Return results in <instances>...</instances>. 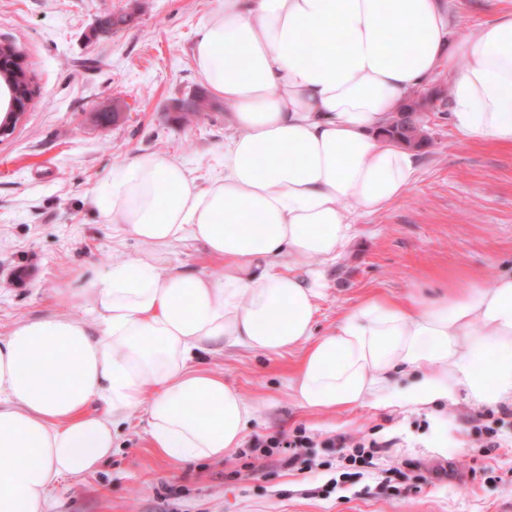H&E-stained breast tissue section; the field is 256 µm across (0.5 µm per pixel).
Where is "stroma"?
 Segmentation results:
<instances>
[{"label":"stroma","instance_id":"1","mask_svg":"<svg viewBox=\"0 0 512 512\" xmlns=\"http://www.w3.org/2000/svg\"><path fill=\"white\" fill-rule=\"evenodd\" d=\"M218 0H0V43L22 55L32 98L0 138V336L19 321L55 314L90 321L79 300L112 264L145 251L101 211L128 164L143 156L181 162L204 187L224 174L233 136L223 102L209 97L192 47ZM457 29L472 32L512 0H450ZM123 17L110 30L98 19ZM419 113L430 143L421 174L371 218L327 270L316 332L332 331L352 305L400 300L416 286L512 266V150L459 140L448 119L446 80ZM206 97L184 123L174 101ZM220 279L224 262L197 241L175 243L161 264ZM68 289L71 300L59 297ZM300 350L273 356L240 349L205 355L202 366L252 403L256 418L239 448L183 463L150 447L143 411L124 424L111 457L54 489L56 512H512V444L483 448L472 428L478 405H413L397 397L311 412L288 390ZM306 428L312 468L277 456H243L255 436ZM384 442L376 469L344 477L343 449L329 438Z\"/></svg>","mask_w":512,"mask_h":512}]
</instances>
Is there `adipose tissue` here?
<instances>
[{"instance_id":"adipose-tissue-1","label":"adipose tissue","mask_w":512,"mask_h":512,"mask_svg":"<svg viewBox=\"0 0 512 512\" xmlns=\"http://www.w3.org/2000/svg\"><path fill=\"white\" fill-rule=\"evenodd\" d=\"M448 0H219L193 60L235 134L224 175L197 187L162 156L130 163L108 214L150 250L82 293L91 323L54 314L0 338V512H54L53 489L92 473L135 410L160 455L237 447L255 409L195 365L212 346L303 354L288 381L311 410L390 395L409 404L512 400V269L438 298H368L315 333L326 266L417 182V150L385 135L417 91L448 78L461 140L512 150V10L451 35ZM224 277L160 272L185 238ZM292 257L298 272L277 269ZM411 375L396 387V374ZM100 410H90L91 402Z\"/></svg>"}]
</instances>
